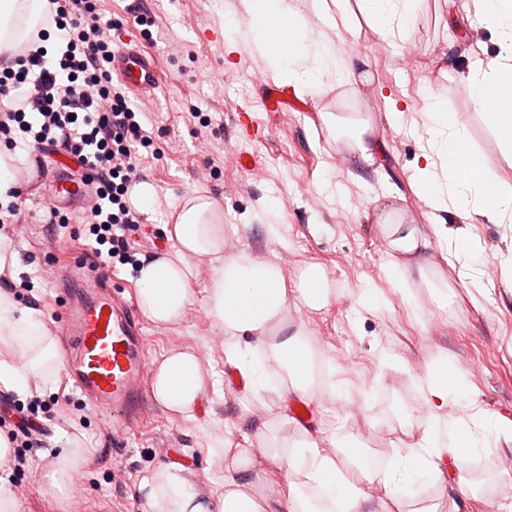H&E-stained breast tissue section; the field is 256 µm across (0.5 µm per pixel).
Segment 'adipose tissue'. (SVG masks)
I'll list each match as a JSON object with an SVG mask.
<instances>
[{
    "mask_svg": "<svg viewBox=\"0 0 512 512\" xmlns=\"http://www.w3.org/2000/svg\"><path fill=\"white\" fill-rule=\"evenodd\" d=\"M233 33L238 42L264 56L272 78L299 93L324 91L330 78L356 81V63L328 31L354 33L366 21L382 39L410 35L419 19L420 0H238ZM47 0H0V52L16 49L25 34L12 28L14 18L27 13L37 24ZM313 8L326 20L327 30L314 32L304 10ZM487 125L496 132L503 155L512 161V54L489 67L469 65L463 74ZM427 109L413 128L423 143V166L412 183L428 207L460 208L463 218L488 224L512 223V188L492 177L483 156L468 146L466 127L451 121L442 97L428 91ZM330 137L345 143L351 163L374 165L384 145L375 135V118L348 119L323 113ZM395 203L385 207L383 224L392 257L385 269L392 285L410 273L401 256L426 260L439 249L445 263L455 264L459 250L448 246V227L432 222L430 235L417 225L392 220ZM165 232L173 254L143 260L138 271L137 302L154 324L179 323L190 303L199 257L211 263L206 305L214 325L224 333V358L246 381L253 395L274 391L281 401L314 402L323 393L345 400L343 387L327 384L314 372L312 343L303 329H289L288 310L303 306L326 308L332 297L322 268L308 266L297 282H288L281 265L241 249L223 255L224 212L208 194L193 192L175 208ZM14 349L16 359H0V388L21 397L35 390L34 378L44 367L62 369L63 360L50 330L36 310L19 307L0 290V346ZM431 423L419 440L395 453L391 463L376 470L363 463L357 444L327 445L320 431L300 427L292 442L267 443L261 448H228L213 439L209 453L224 468V488L211 490L198 475L174 465L144 471L136 494L147 512H361L366 487L377 484L393 512L414 498L419 479L439 473L449 458L463 464L487 446L490 432L512 433V420L487 415L450 374L446 360L430 364L420 377ZM224 395L220 375L207 368L190 348L174 347L154 364L152 396L173 416L194 419L201 403ZM455 405L461 428L450 441L445 411ZM88 449L67 448L49 464L46 492L56 498L74 490L73 476L83 469Z\"/></svg>",
    "mask_w": 512,
    "mask_h": 512,
    "instance_id": "ef3b65f1",
    "label": "adipose tissue"
}]
</instances>
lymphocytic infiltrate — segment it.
Here are the masks:
<instances>
[{
  "label": "lymphocytic infiltrate",
  "mask_w": 512,
  "mask_h": 512,
  "mask_svg": "<svg viewBox=\"0 0 512 512\" xmlns=\"http://www.w3.org/2000/svg\"><path fill=\"white\" fill-rule=\"evenodd\" d=\"M47 23L66 50L58 65L43 53L16 54L0 69V140L32 135L38 145L73 154L97 173L89 231L102 264L133 258L130 236L141 217L125 196L140 177L139 148L153 140L136 119L122 87L112 82V22L102 21L96 0H48Z\"/></svg>",
  "instance_id": "1"
}]
</instances>
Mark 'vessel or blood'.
<instances>
[{
  "label": "vessel or blood",
  "instance_id": "1",
  "mask_svg": "<svg viewBox=\"0 0 512 512\" xmlns=\"http://www.w3.org/2000/svg\"><path fill=\"white\" fill-rule=\"evenodd\" d=\"M112 72L138 96L154 94L163 82L156 59L134 46L114 53ZM54 187L59 197L89 193L84 182L61 172ZM65 286L62 333L74 388L111 417L114 429L140 423L148 413L151 364L133 303L94 275L67 278Z\"/></svg>",
  "mask_w": 512,
  "mask_h": 512
}]
</instances>
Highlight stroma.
<instances>
[{"label":"stroma","mask_w":512,"mask_h":512,"mask_svg":"<svg viewBox=\"0 0 512 512\" xmlns=\"http://www.w3.org/2000/svg\"><path fill=\"white\" fill-rule=\"evenodd\" d=\"M236 0H100L104 18L122 21L113 42L139 36L141 46L160 61L164 84L153 100L142 103L154 128V145L144 150L141 177L157 190L156 201L135 234L144 258L171 253L163 231L172 206L193 191L207 192L224 210L228 232L225 252L247 249L255 257L276 260L289 281L308 266H320L335 296L320 311L290 310L291 326L317 336L334 358L336 382L347 386V401L322 398L311 404L310 423L325 436L356 441L366 461L389 460L401 444L419 438L429 410L418 377L434 359L448 361L467 392L488 415L512 420V288L502 287L512 269V224L467 222L456 211H433L414 194L410 178L421 163V144L408 128L391 124V110L419 115L426 87L439 89L449 112L467 124L468 145L480 152L500 181L512 186V164L483 121L459 73L469 63L512 53L492 31L471 24L472 0H423L420 19L408 38L382 41L359 24L354 54L368 60L370 77L357 85L343 82L332 90L302 95L289 90L291 110L265 109L261 98L272 78L264 61L225 32V16ZM155 15L152 39L141 36L138 13ZM371 112L376 117L385 156L374 166L351 168L345 146L328 135L321 115ZM387 190L402 193L406 215L421 229L430 220L447 224L455 244L478 242L481 250L465 271L446 266L439 251L429 261L434 273L424 281L412 272L407 292L396 290L385 270L387 241L374 197ZM24 214L0 242L16 252V278L0 277L19 307L39 311L52 334H59L63 298L49 275L75 262H87L92 241L77 211L64 224L31 219L44 212L40 185L24 190ZM288 235L287 246L269 240L270 212ZM198 276L191 303L175 326L145 323L148 353L158 360L171 347L194 348L225 378L224 397L202 403L195 421L170 416L150 404L144 422L113 435L110 419L72 386L60 371L54 388L21 398L0 390V431L19 418L47 425L40 448L27 451L24 471L9 472L20 512H74L83 502L90 512H147L134 494L138 474L149 467L176 464L206 477L214 489L224 485V469L208 452V436L218 433L228 448H260L266 430L296 439L291 411L274 392L255 398L232 381L224 361L223 334L212 323L205 303L208 259H196ZM372 288L381 297L377 310L354 313V294ZM448 294L452 313L437 309L434 291ZM81 435L91 448L75 495L56 499L42 487V473L65 447L66 433ZM512 434L491 437L488 447L464 469L444 467L441 478L427 482L416 504L447 500L458 479L470 492L458 498L457 512H503L512 504Z\"/></svg>","instance_id":"1"}]
</instances>
